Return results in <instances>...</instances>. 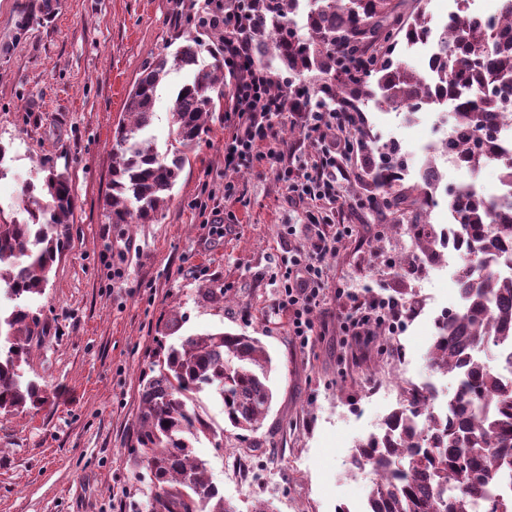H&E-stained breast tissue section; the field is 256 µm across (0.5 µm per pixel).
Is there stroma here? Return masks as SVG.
<instances>
[{
	"mask_svg": "<svg viewBox=\"0 0 512 512\" xmlns=\"http://www.w3.org/2000/svg\"><path fill=\"white\" fill-rule=\"evenodd\" d=\"M42 0H0V220L24 219L20 192L44 162L69 176L75 196L70 242L49 287L31 301L44 326L28 378L47 404L0 416V512H148L151 485L130 448L142 376L165 322L180 334L227 330L258 337L273 365V400L260 427L201 440L196 455L237 512H362L371 472L352 471L355 446L379 431L409 384L451 396L454 375L433 371L434 320L457 300V262L409 280L414 313L402 334L351 341L340 330L349 302L337 285L368 298L396 295L387 268L400 242L345 190L327 205L351 235L327 255L326 298L308 344L276 308L288 259L304 242L292 224L312 221L276 172L224 168V118H215L181 172L157 222L108 219L111 146L126 94L143 65L186 38L207 44L192 0H49L43 22L18 30L21 12ZM237 198H225V182ZM206 209H199V200ZM224 298L211 300L207 289Z\"/></svg>",
	"mask_w": 512,
	"mask_h": 512,
	"instance_id": "obj_1",
	"label": "stroma"
}]
</instances>
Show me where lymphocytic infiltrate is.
<instances>
[{
    "label": "lymphocytic infiltrate",
    "instance_id": "f902f5d3",
    "mask_svg": "<svg viewBox=\"0 0 512 512\" xmlns=\"http://www.w3.org/2000/svg\"><path fill=\"white\" fill-rule=\"evenodd\" d=\"M249 5L250 0H211L210 21L224 25V69L234 80L231 125L224 137V167L240 171L264 160L288 178L290 192L315 203L336 202L342 191L339 160L355 150L349 115L335 109L292 113V120L316 144L317 159L295 176L284 168L285 152L279 147L274 119L286 111V105L283 97L272 94L273 75L254 60L245 39ZM330 131L335 134L331 140L326 137ZM309 241V249L300 248L294 253L276 298L278 307L291 313V335L304 345L313 334L311 315L325 299V257L333 250L321 233H314ZM336 294L351 303V312L344 316L341 329L354 339L372 335L380 317L398 324L408 314L393 300L368 299L348 288L337 289Z\"/></svg>",
    "mask_w": 512,
    "mask_h": 512
}]
</instances>
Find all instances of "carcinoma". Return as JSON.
Returning <instances> with one entry per match:
<instances>
[{
    "instance_id": "cac0c4a2",
    "label": "carcinoma",
    "mask_w": 512,
    "mask_h": 512,
    "mask_svg": "<svg viewBox=\"0 0 512 512\" xmlns=\"http://www.w3.org/2000/svg\"><path fill=\"white\" fill-rule=\"evenodd\" d=\"M424 0H252L246 37L253 57L279 63V70L308 81L288 101L306 108L332 102L361 112L378 101L410 110L436 99L454 102L453 124L441 151L475 173L499 166L512 183V156L497 151L495 123L512 120V0H501L495 25L480 24L469 0H455L448 16L435 82L428 84L392 55L400 43L425 33ZM210 60H205L203 53ZM192 77L172 98L165 152L149 135L157 90L171 71ZM224 45L206 48L190 38L144 67L129 89L124 117L113 132L111 194L113 224L158 221L190 155L225 99ZM354 133L361 146L365 208L381 224L411 226V246L399 259V275L421 260H435L422 226L434 188L424 181L405 187L397 176L405 161L394 144L378 145L365 125ZM42 182L22 185L27 218L0 222V414L37 409L47 390L26 377L40 323L28 301L44 294L65 249L75 199L69 179L53 167ZM460 223L461 264L457 282L465 306L447 313L428 351L430 367L458 377L443 414L428 410L426 393L406 390L382 432L360 442L354 456L369 462L374 479L368 512H512L502 487L512 478V384L482 359L485 349L512 341V201L472 192L448 194ZM140 389L141 412L132 448L154 487L149 512H236L206 475L194 443L224 447L201 395L221 401L224 422L254 431L270 407L272 360L257 337L231 332L178 336L163 343Z\"/></svg>"
}]
</instances>
